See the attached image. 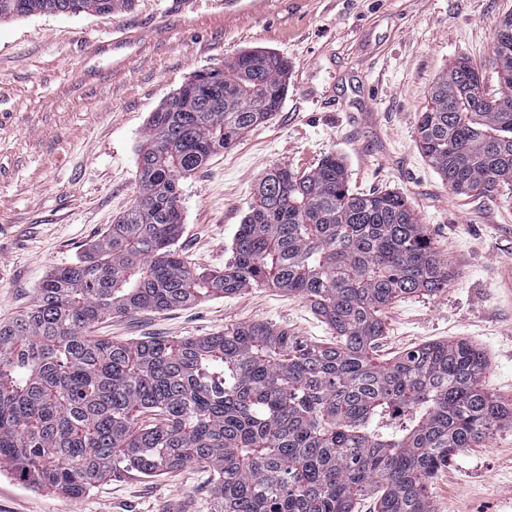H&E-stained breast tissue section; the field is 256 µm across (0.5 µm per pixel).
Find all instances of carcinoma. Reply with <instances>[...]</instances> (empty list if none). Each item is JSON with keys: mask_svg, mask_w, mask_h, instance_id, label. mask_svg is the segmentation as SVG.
<instances>
[{"mask_svg": "<svg viewBox=\"0 0 512 512\" xmlns=\"http://www.w3.org/2000/svg\"><path fill=\"white\" fill-rule=\"evenodd\" d=\"M131 3L0 0V21ZM493 55L498 88L458 57L417 124L422 155L465 198L512 187V11ZM287 92L288 61L251 50L196 73L150 114L130 207L0 321V472L82 496L110 477L200 465L211 512H355L370 493L374 512H432L438 473L512 428V402L485 389L488 359L467 340L374 360L384 310L442 291L452 271L408 198L353 191L342 157L265 172L223 270L178 252L179 178L269 120ZM261 287L305 302L333 340L266 323L177 341L88 334L113 315Z\"/></svg>", "mask_w": 512, "mask_h": 512, "instance_id": "1", "label": "carcinoma"}]
</instances>
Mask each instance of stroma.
<instances>
[{
  "label": "stroma",
  "instance_id": "35a3bbf8",
  "mask_svg": "<svg viewBox=\"0 0 512 512\" xmlns=\"http://www.w3.org/2000/svg\"><path fill=\"white\" fill-rule=\"evenodd\" d=\"M133 0L108 15L0 22V320L26 308L129 207L151 112L193 74L252 49L288 62L279 112L179 181L178 250L219 270L270 168L342 156L352 187L408 197L453 277L444 291L394 302L378 356L466 338L489 361L492 393L512 399V198L452 194L417 146L416 128L447 64L465 55L489 85L493 34L512 0ZM270 323L305 340L331 330L299 299L269 288L164 313L112 317L95 336H206ZM210 512L211 475L194 466L111 478L80 497L0 474V512ZM434 512H512V428L470 448L434 480Z\"/></svg>",
  "mask_w": 512,
  "mask_h": 512
}]
</instances>
